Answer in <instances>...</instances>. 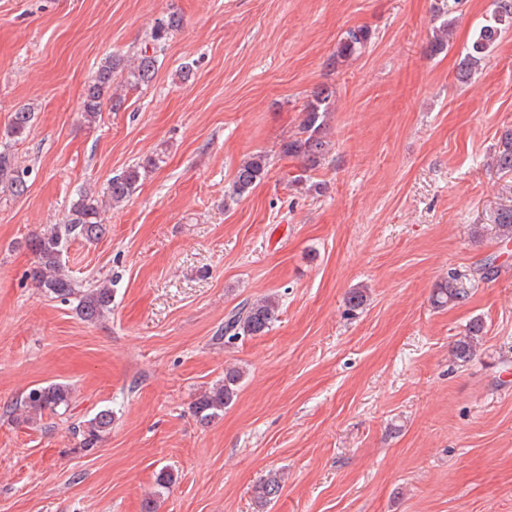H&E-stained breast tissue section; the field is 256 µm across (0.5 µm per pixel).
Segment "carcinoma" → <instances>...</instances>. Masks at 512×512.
<instances>
[{
	"mask_svg": "<svg viewBox=\"0 0 512 512\" xmlns=\"http://www.w3.org/2000/svg\"><path fill=\"white\" fill-rule=\"evenodd\" d=\"M437 17L441 18L436 28L432 48L440 50L448 45V20L443 18L444 8H437ZM512 20V0H494L492 22L483 26L472 43L459 68V76L468 78L477 70L487 52L497 42L502 32L501 24ZM182 16L176 11L167 14L153 28L150 46L140 51L137 64H126L124 57L111 56L104 65L92 75L82 99V115L85 122H96L104 104L114 110L124 104V98L112 92V84L118 78L122 83L138 88L149 84L156 73L159 56L166 50L167 42L179 30ZM371 40V33L365 27L347 29L336 47L334 60H346L362 52ZM332 92L322 87L312 94V99L303 109V119L299 132L285 141L281 153L287 157L301 160L304 171H314L321 166L330 150L327 136L328 119L331 111ZM34 113L25 105L15 109L7 129L10 138H22L30 131ZM156 162L148 157L118 174L112 176L103 192L114 204L130 199L145 176ZM493 166L503 176L512 175V126L503 128L497 142ZM268 169L267 155L257 152L242 161L235 172L230 197H243L264 178ZM28 171L19 168L8 148L0 149V185L8 187L15 195L24 193ZM488 230L501 241L512 240V204L498 207L490 216ZM106 233V225L101 219V205L98 196L82 191L74 199L60 224L36 235L29 242L37 261L29 272L35 287L43 292L68 300L77 301L75 311L84 321L93 322L104 317L112 305V284L101 282L93 288L81 289L68 275L63 273L62 256L69 244L82 239L94 243ZM468 291L458 276L450 272L448 278L437 284L433 304L437 308L453 307L464 301ZM279 317V303L268 297L251 303H244L233 309L224 320V335L237 340L242 337L261 336L267 333ZM483 325L475 320L466 329V335L458 339L453 347V357L460 363L469 362L475 351V340L481 337ZM241 379L240 371L228 369L224 380L200 396L194 403L193 412L202 423L224 413L237 396V387ZM70 388L63 384L38 386L29 390L20 400L18 410L24 422L42 419L45 413L60 414L70 406ZM112 428V409L105 408L87 421V424L74 427L81 436V445L95 447L104 434ZM282 479L273 473L254 487V502L259 512H268V506L276 499L282 489Z\"/></svg>",
	"mask_w": 512,
	"mask_h": 512,
	"instance_id": "cac0c4a2",
	"label": "carcinoma"
}]
</instances>
